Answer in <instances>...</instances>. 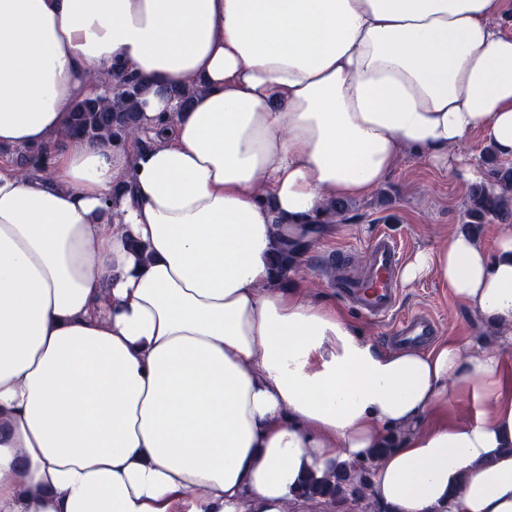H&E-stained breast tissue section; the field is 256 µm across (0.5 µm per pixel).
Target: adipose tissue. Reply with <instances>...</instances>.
Masks as SVG:
<instances>
[{"label": "adipose tissue", "mask_w": 512, "mask_h": 512, "mask_svg": "<svg viewBox=\"0 0 512 512\" xmlns=\"http://www.w3.org/2000/svg\"><path fill=\"white\" fill-rule=\"evenodd\" d=\"M502 18L501 0H0V146L51 147L0 162V512H309L300 480L389 441V512H512L497 356L386 352L274 284L284 238L402 151L470 181L473 133L512 159ZM119 67L156 88L139 138L64 136ZM430 273L512 346L511 224L401 277ZM486 144L480 133L476 132L468 137L458 148L457 152L463 156L470 166L479 167L480 158Z\"/></svg>", "instance_id": "adipose-tissue-1"}]
</instances>
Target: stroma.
I'll return each instance as SVG.
<instances>
[{"label":"stroma","instance_id":"stroma-1","mask_svg":"<svg viewBox=\"0 0 512 512\" xmlns=\"http://www.w3.org/2000/svg\"><path fill=\"white\" fill-rule=\"evenodd\" d=\"M470 184L460 172L433 166L411 154H401L388 179L372 195L351 203L350 219L324 225L307 252L290 269L286 285L305 297L337 302L326 270L328 253L336 248L363 254L371 237L380 230L391 234L403 249V259L444 245L450 234L464 231V204ZM392 315L381 321L367 319L355 309L347 314L362 336L382 350H389L388 336L403 317L423 312L438 326L437 340L457 339L461 345L481 343L499 356L512 381V349L499 345L495 336L483 333L480 318L455 298L436 275L400 283Z\"/></svg>","mask_w":512,"mask_h":512}]
</instances>
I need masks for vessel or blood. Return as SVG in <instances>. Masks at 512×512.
I'll use <instances>...</instances> for the list:
<instances>
[{
  "label": "vessel or blood",
  "mask_w": 512,
  "mask_h": 512,
  "mask_svg": "<svg viewBox=\"0 0 512 512\" xmlns=\"http://www.w3.org/2000/svg\"><path fill=\"white\" fill-rule=\"evenodd\" d=\"M331 259L338 266L331 285L341 298L373 319L386 318L393 312L397 302L401 251L390 234L380 232L370 240L362 275L344 272L346 251H336ZM435 330L436 323L432 317L414 314L400 321L398 339L409 344L421 343L427 341Z\"/></svg>",
  "instance_id": "vessel-or-blood-1"
}]
</instances>
